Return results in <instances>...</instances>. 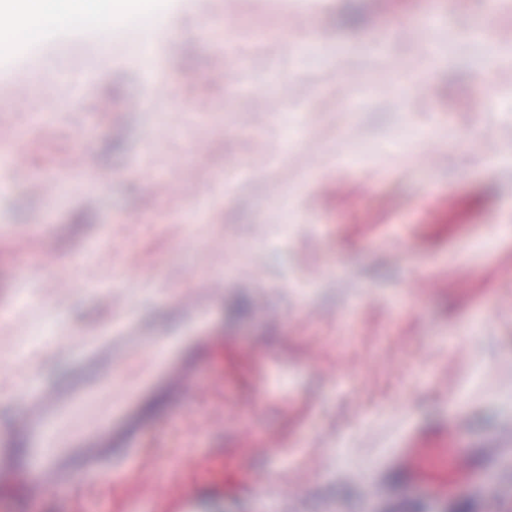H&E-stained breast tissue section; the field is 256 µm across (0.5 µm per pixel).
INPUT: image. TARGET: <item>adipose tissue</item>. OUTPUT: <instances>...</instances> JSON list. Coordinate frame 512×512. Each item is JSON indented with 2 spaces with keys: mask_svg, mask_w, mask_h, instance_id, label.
I'll use <instances>...</instances> for the list:
<instances>
[{
  "mask_svg": "<svg viewBox=\"0 0 512 512\" xmlns=\"http://www.w3.org/2000/svg\"><path fill=\"white\" fill-rule=\"evenodd\" d=\"M164 0H0V45L23 49L46 33L76 28L148 35Z\"/></svg>",
  "mask_w": 512,
  "mask_h": 512,
  "instance_id": "ef3b65f1",
  "label": "adipose tissue"
}]
</instances>
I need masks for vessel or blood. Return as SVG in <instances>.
Returning <instances> with one entry per match:
<instances>
[{
    "label": "vessel or blood",
    "mask_w": 512,
    "mask_h": 512,
    "mask_svg": "<svg viewBox=\"0 0 512 512\" xmlns=\"http://www.w3.org/2000/svg\"><path fill=\"white\" fill-rule=\"evenodd\" d=\"M0 79L14 90L15 105H25L30 85L14 58L0 59ZM127 344L139 358L155 364L158 374L145 377L128 394L124 405L112 402V343H101V355L89 358L63 384L40 387L26 397L23 413L0 434V481L24 475L30 490L39 496L54 493L65 480L97 471L114 450L130 453L149 428L142 418L140 401L156 385L181 386L185 374L180 362L167 360L164 343L147 336H131ZM409 476L422 482L429 471L447 469L449 480L433 482L438 495L450 496L476 482L468 455L448 449L441 457L420 458L411 453Z\"/></svg>",
    "instance_id": "vessel-or-blood-1"
}]
</instances>
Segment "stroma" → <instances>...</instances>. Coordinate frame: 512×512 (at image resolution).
<instances>
[{"label":"stroma","mask_w":512,"mask_h":512,"mask_svg":"<svg viewBox=\"0 0 512 512\" xmlns=\"http://www.w3.org/2000/svg\"><path fill=\"white\" fill-rule=\"evenodd\" d=\"M287 11L235 0L207 34L199 0H170L150 49L121 35L105 111L95 61L67 51L98 33L28 53L45 121L0 82V152L22 140L32 173L0 166V433L27 389L71 378L72 337L111 335L117 398L147 368L124 336L226 339L185 350L189 380L146 401L153 427L130 458L46 497L0 484V512H512V51L487 86L467 46L428 57L414 27L431 14L461 33L489 12L495 37L512 11L394 0L379 19L373 0H305L288 30ZM228 53L241 67L216 83ZM159 81L174 94L157 99ZM80 151L92 172L73 168ZM171 174L191 195L169 192ZM43 175L91 191L49 196ZM450 446L470 450L477 490L406 484L396 449Z\"/></svg>","instance_id":"35a3bbf8"}]
</instances>
